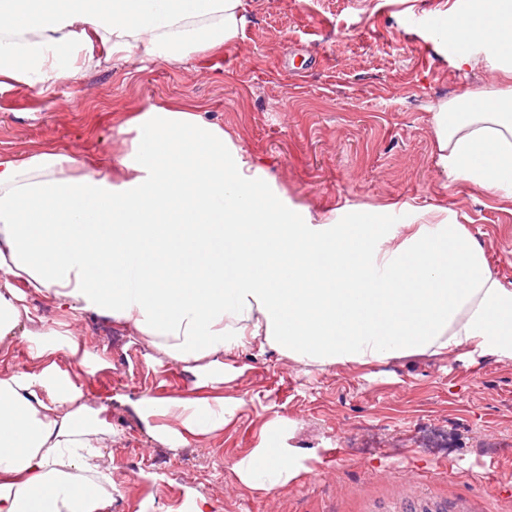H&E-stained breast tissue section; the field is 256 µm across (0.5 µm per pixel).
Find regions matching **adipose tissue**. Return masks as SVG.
Listing matches in <instances>:
<instances>
[{
  "label": "adipose tissue",
  "mask_w": 512,
  "mask_h": 512,
  "mask_svg": "<svg viewBox=\"0 0 512 512\" xmlns=\"http://www.w3.org/2000/svg\"><path fill=\"white\" fill-rule=\"evenodd\" d=\"M241 0H0V88L44 94L112 59L183 62L237 39ZM512 0H471L448 25L457 66L491 65L503 87L469 90L432 112L449 178L512 200ZM109 170L43 150L0 153V346L19 337L34 368L0 375V512H105L101 459L112 425L58 353L70 330L45 327L30 288L66 314L95 311L193 374L222 384L225 356L262 339L307 365L372 364L460 351L512 363V284L448 218L384 234L379 224L313 222L274 190L223 125L152 105L115 130ZM153 437L186 445L222 430L223 398L144 396ZM174 418L176 426L166 425ZM274 420L231 467L270 493L305 466Z\"/></svg>",
  "instance_id": "ef3b65f1"
}]
</instances>
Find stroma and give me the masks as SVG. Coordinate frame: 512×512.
Returning a JSON list of instances; mask_svg holds the SVG:
<instances>
[{
	"label": "stroma",
	"mask_w": 512,
	"mask_h": 512,
	"mask_svg": "<svg viewBox=\"0 0 512 512\" xmlns=\"http://www.w3.org/2000/svg\"><path fill=\"white\" fill-rule=\"evenodd\" d=\"M466 0H241L243 25L223 51L188 62L111 61L38 96L0 89V152L53 149L112 160L128 113L177 102L221 123L278 189L313 217H368L394 229L442 207L512 282V202L449 178L437 163L432 106L499 87L490 68L456 66L458 47L413 25L455 17ZM104 359L58 354L112 425L103 464L112 512H512V364L488 356L411 355L370 365L305 366L259 342L235 352L219 393L244 404L223 431L172 447L150 439L131 403L194 397L181 365L98 313L72 324ZM306 473L269 494L242 485L233 458L274 418Z\"/></svg>",
	"instance_id": "obj_1"
}]
</instances>
